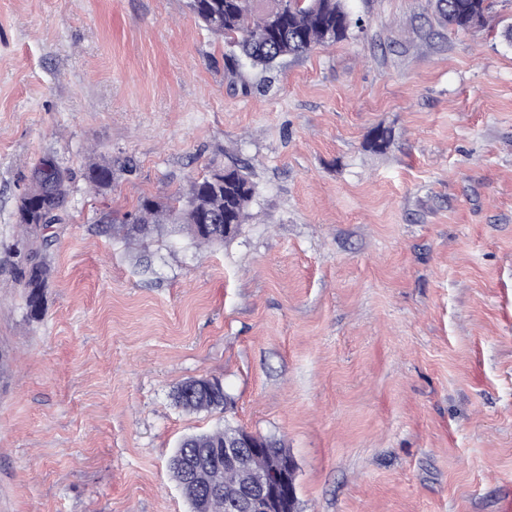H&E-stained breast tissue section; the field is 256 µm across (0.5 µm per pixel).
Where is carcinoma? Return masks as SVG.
Instances as JSON below:
<instances>
[{"label":"carcinoma","mask_w":512,"mask_h":512,"mask_svg":"<svg viewBox=\"0 0 512 512\" xmlns=\"http://www.w3.org/2000/svg\"><path fill=\"white\" fill-rule=\"evenodd\" d=\"M441 22L453 29L481 28L491 0H429ZM190 12L204 27L224 40V63L229 73L241 62L270 72L282 60L306 54L318 46L348 38L361 24L353 18L347 0H188ZM86 190L99 193L112 184V161L94 162L84 173ZM72 175L49 153L34 169L30 185L19 200V228L13 253L23 265L20 277L26 305L33 317L42 314L44 290L52 274L47 258L52 225L62 221L71 191ZM257 194L256 185L237 167L213 170L190 182L189 188L169 204L143 196L134 212L124 216L119 231L130 239L144 240L160 227L172 225L199 245L222 244L236 238L246 223ZM205 212H217L231 233H218L201 222ZM174 403L187 412L225 410L231 400L217 378L188 379L173 391ZM240 426L226 424L202 434L183 437L169 459V471L182 489L191 512H235V485L241 473L224 467V445L243 435ZM255 470L270 471L293 457L283 440L267 436Z\"/></svg>","instance_id":"obj_1"}]
</instances>
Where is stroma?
Segmentation results:
<instances>
[{"instance_id":"stroma-1","label":"stroma","mask_w":512,"mask_h":512,"mask_svg":"<svg viewBox=\"0 0 512 512\" xmlns=\"http://www.w3.org/2000/svg\"><path fill=\"white\" fill-rule=\"evenodd\" d=\"M349 6L262 91L187 0H0V512H189L168 459L226 422L284 439L297 512H512V0L476 32ZM48 153L34 318L10 247ZM227 166L258 186L232 241L105 233ZM213 377L231 407H176ZM72 175L54 154H46L34 169L30 185L19 200L13 244L17 264H24L19 282L26 292V305L34 318L42 314L44 290L52 274L47 258L52 224L62 221L71 191ZM85 187L88 192L99 193L112 184V162L102 158L94 162L84 173Z\"/></svg>"}]
</instances>
